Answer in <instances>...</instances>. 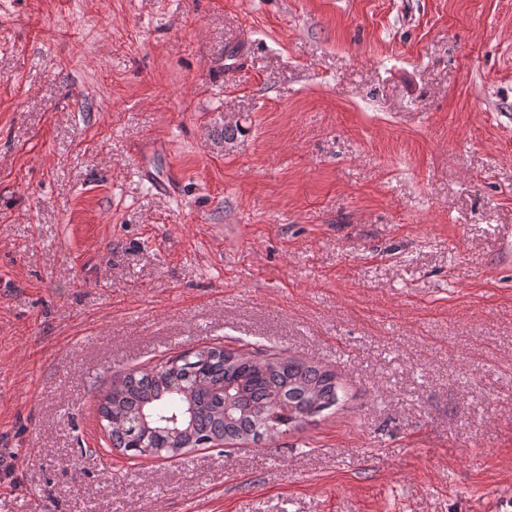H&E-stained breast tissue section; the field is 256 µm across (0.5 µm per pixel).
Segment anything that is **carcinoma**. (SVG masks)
<instances>
[{
  "instance_id": "1",
  "label": "carcinoma",
  "mask_w": 512,
  "mask_h": 512,
  "mask_svg": "<svg viewBox=\"0 0 512 512\" xmlns=\"http://www.w3.org/2000/svg\"><path fill=\"white\" fill-rule=\"evenodd\" d=\"M338 402L331 370L278 353L210 347L124 374L102 394L99 411L114 447L170 459L259 443Z\"/></svg>"
}]
</instances>
